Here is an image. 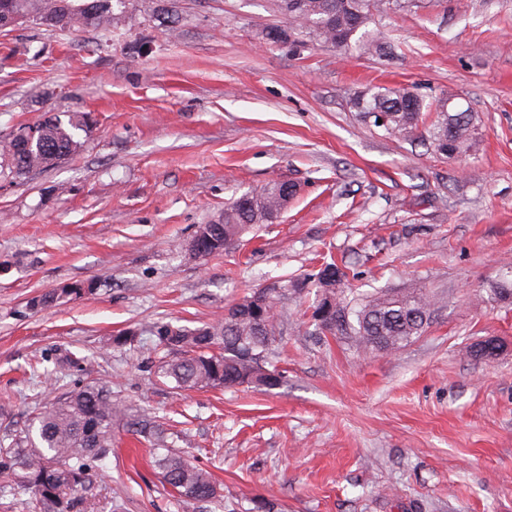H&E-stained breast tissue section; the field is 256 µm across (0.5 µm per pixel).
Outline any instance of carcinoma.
I'll use <instances>...</instances> for the list:
<instances>
[{"label": "carcinoma", "mask_w": 512, "mask_h": 512, "mask_svg": "<svg viewBox=\"0 0 512 512\" xmlns=\"http://www.w3.org/2000/svg\"><path fill=\"white\" fill-rule=\"evenodd\" d=\"M109 0H0V30L19 18L66 31L94 25L109 31ZM288 28L271 27L265 37L280 42L298 32L325 45L357 56L380 54L386 33L376 25L375 0H277ZM354 107L363 119L379 112L386 135L398 140L423 138L439 155L449 159L468 152L478 130L471 109L455 110L442 98L435 105L436 119L425 128L424 103L413 91L375 86L357 96ZM85 122L49 115L28 127L35 149L14 142L6 146L3 178L20 177L68 159L80 147L76 130ZM295 194V187L273 183L242 194L224 208V219L206 225L203 242L207 255L221 252L256 224L275 223ZM346 272L334 263L314 275L311 287L322 291L312 312L318 326L340 337L357 352L393 351L420 336L438 303L435 294L421 289L396 294L338 291ZM94 291L93 282H72L31 299L34 308L54 306ZM496 302H512V265L502 269L500 283L491 289ZM263 305L248 298L231 305L227 314L199 327L153 326L164 355L158 357L156 375L176 390L250 386L272 389L282 376L268 355L282 339L274 310L278 296L262 292ZM116 406L112 387L97 381L74 390L34 417L35 431L22 429L13 443L0 446V481L18 480L29 494L33 512H76L88 483L89 462L112 453V420ZM161 477L180 498L208 501L218 487L208 472L166 450L156 455Z\"/></svg>", "instance_id": "carcinoma-1"}]
</instances>
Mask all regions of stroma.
I'll return each instance as SVG.
<instances>
[{
  "mask_svg": "<svg viewBox=\"0 0 512 512\" xmlns=\"http://www.w3.org/2000/svg\"><path fill=\"white\" fill-rule=\"evenodd\" d=\"M172 11L176 34L156 21ZM113 33L23 23L0 33V149L43 116H85L63 163L0 179V442L87 382L123 409L93 463L87 512H512V305L489 290L512 263V0H417L375 18L395 53L285 43L273 0H125ZM385 85L478 116L444 158L385 136L352 97ZM287 181L279 220L195 258L198 227L246 191ZM426 288L422 336L357 354L318 332L307 280ZM93 294L30 300L75 281ZM279 292L283 383L174 392L157 382L153 323L196 327ZM137 332L134 344L110 337ZM494 341V356L477 357ZM220 483L185 502L136 423Z\"/></svg>",
  "mask_w": 512,
  "mask_h": 512,
  "instance_id": "stroma-1",
  "label": "stroma"
}]
</instances>
